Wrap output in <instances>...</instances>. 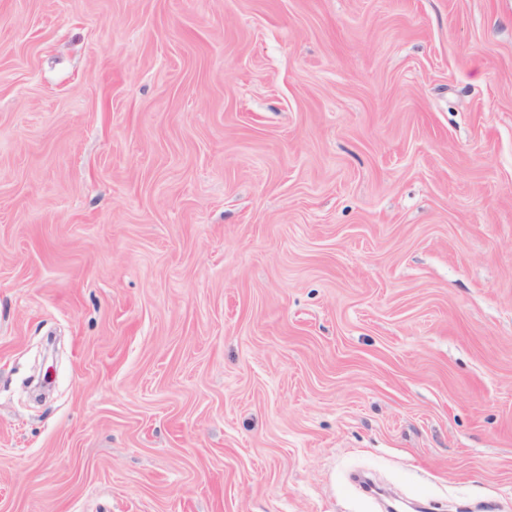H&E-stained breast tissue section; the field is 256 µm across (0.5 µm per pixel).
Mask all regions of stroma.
Listing matches in <instances>:
<instances>
[{
  "instance_id": "1",
  "label": "stroma",
  "mask_w": 512,
  "mask_h": 512,
  "mask_svg": "<svg viewBox=\"0 0 512 512\" xmlns=\"http://www.w3.org/2000/svg\"><path fill=\"white\" fill-rule=\"evenodd\" d=\"M358 472L512 512V0H0V512Z\"/></svg>"
}]
</instances>
